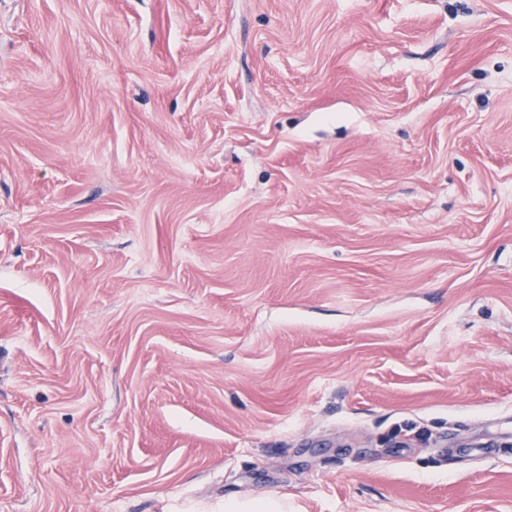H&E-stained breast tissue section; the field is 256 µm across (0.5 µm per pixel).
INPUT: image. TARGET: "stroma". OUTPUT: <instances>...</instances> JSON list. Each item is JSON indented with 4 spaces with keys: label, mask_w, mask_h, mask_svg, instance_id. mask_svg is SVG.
<instances>
[{
    "label": "stroma",
    "mask_w": 512,
    "mask_h": 512,
    "mask_svg": "<svg viewBox=\"0 0 512 512\" xmlns=\"http://www.w3.org/2000/svg\"><path fill=\"white\" fill-rule=\"evenodd\" d=\"M267 495L512 512V0H0V512Z\"/></svg>",
    "instance_id": "stroma-1"
}]
</instances>
